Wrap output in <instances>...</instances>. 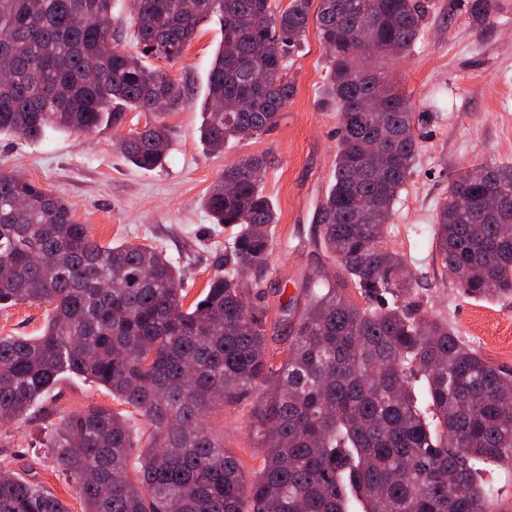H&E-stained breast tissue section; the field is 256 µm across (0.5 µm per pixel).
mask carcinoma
Listing matches in <instances>:
<instances>
[{
	"instance_id": "carcinoma-1",
	"label": "carcinoma",
	"mask_w": 512,
	"mask_h": 512,
	"mask_svg": "<svg viewBox=\"0 0 512 512\" xmlns=\"http://www.w3.org/2000/svg\"><path fill=\"white\" fill-rule=\"evenodd\" d=\"M138 52L109 49L112 0H0V136L36 141L152 116L117 143L136 167L168 158L165 118L188 93L141 57L185 52L213 18L222 39L208 73L200 140L214 152L279 122L296 87L287 49L311 7L329 52L338 112L333 182L317 216L342 274L309 272L292 296L288 336L270 345L266 311L247 304L278 214L262 192L263 155L224 169L202 200L237 232L224 274L183 307L162 251L101 245L73 209L33 180L0 171V306L49 307L38 336H0V428L28 417L64 373L104 386L143 418L90 404L51 424L53 458L83 512H503L512 486V372L417 307V280L384 229L415 171L412 97L388 84L410 55L424 0H130ZM476 26L496 0H469ZM432 247L471 297L512 296V165L448 184ZM424 383L420 407L414 387ZM250 406L262 465L251 474L204 425ZM0 512H69L0 461Z\"/></svg>"
}]
</instances>
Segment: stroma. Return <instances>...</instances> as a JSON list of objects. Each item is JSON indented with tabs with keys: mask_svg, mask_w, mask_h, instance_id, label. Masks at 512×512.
Instances as JSON below:
<instances>
[{
	"mask_svg": "<svg viewBox=\"0 0 512 512\" xmlns=\"http://www.w3.org/2000/svg\"><path fill=\"white\" fill-rule=\"evenodd\" d=\"M432 2L409 58L390 71L392 84L411 94L416 111L429 118L416 128L418 163L397 198L385 236L405 254L418 278L414 301L446 317L485 359L512 370V298L466 296L431 247L433 217L449 182L488 164H512V0H498L496 21L479 30L467 19V0ZM220 38L218 22L204 23L180 60L161 64L189 95L188 103L166 119L171 142L162 167H135L116 147L119 132L105 129L91 136L51 132L37 141L2 136L0 170L24 175L64 197L98 243L131 242L163 250L180 270L188 307L201 298L212 277L223 273L224 246L236 232L212 222L203 197L241 156H267L262 189L279 222L259 273L263 292L249 302L266 308L268 320L276 324L275 336L283 337L287 327L278 321L280 303L296 295L297 283L309 271L337 270L314 245V216L330 189L339 127V115L323 95L327 53L316 28H309L301 46L289 54L296 94L278 124L261 137L230 143L214 154L198 129ZM46 315L43 305L0 308V336L39 335ZM91 403L127 410L103 387L68 375L27 420L0 429V460L46 486L69 512H81V504L59 479L55 462L25 450L36 445L58 413L77 412ZM206 424L247 470L259 469L262 454L253 443L247 404L215 412Z\"/></svg>",
	"mask_w": 512,
	"mask_h": 512,
	"instance_id": "35a3bbf8",
	"label": "stroma"
}]
</instances>
